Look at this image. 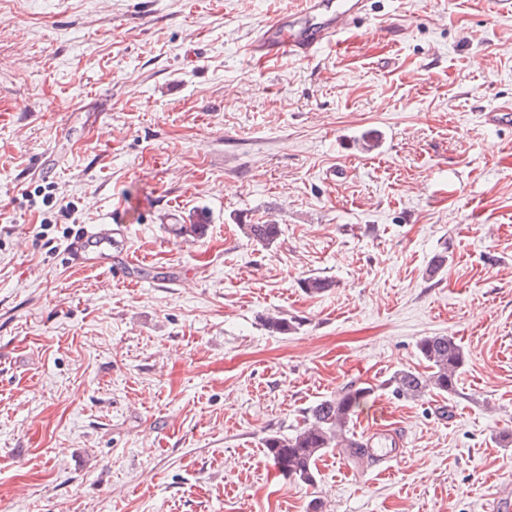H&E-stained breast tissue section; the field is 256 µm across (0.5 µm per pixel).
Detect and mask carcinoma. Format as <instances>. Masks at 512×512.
Segmentation results:
<instances>
[{
    "instance_id": "carcinoma-1",
    "label": "carcinoma",
    "mask_w": 512,
    "mask_h": 512,
    "mask_svg": "<svg viewBox=\"0 0 512 512\" xmlns=\"http://www.w3.org/2000/svg\"><path fill=\"white\" fill-rule=\"evenodd\" d=\"M248 240L268 246L281 234L278 224H244ZM334 287V282L320 276L303 281L310 294H321ZM417 350L426 371L403 369L389 379L396 398L423 397L430 393L452 394L457 391L458 378L466 357L461 345L452 336H426L417 343ZM373 388H346L308 408L302 423L288 435H270L264 440L267 456L281 475L302 483L315 479L316 460L328 448H347L354 460L364 457V448L350 436V423L359 408L370 397Z\"/></svg>"
}]
</instances>
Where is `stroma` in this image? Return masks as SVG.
Masks as SVG:
<instances>
[{"label": "stroma", "mask_w": 512, "mask_h": 512, "mask_svg": "<svg viewBox=\"0 0 512 512\" xmlns=\"http://www.w3.org/2000/svg\"><path fill=\"white\" fill-rule=\"evenodd\" d=\"M301 4L0 0V512L512 495V125L485 120L512 104V13L369 0L312 58L250 53ZM116 209L129 278L71 266L73 231ZM202 216L203 236L172 233ZM246 224L281 234L263 247ZM425 336L463 347L456 393L393 397ZM352 384L373 389L354 437L405 433L391 474L330 448L313 484L282 476L264 439Z\"/></svg>", "instance_id": "1"}]
</instances>
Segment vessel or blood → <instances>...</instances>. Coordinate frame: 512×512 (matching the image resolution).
Listing matches in <instances>:
<instances>
[{"label": "vessel or blood", "mask_w": 512, "mask_h": 512, "mask_svg": "<svg viewBox=\"0 0 512 512\" xmlns=\"http://www.w3.org/2000/svg\"><path fill=\"white\" fill-rule=\"evenodd\" d=\"M366 5L367 0H306L300 15L264 23L251 50L264 57L288 53L311 58L319 47L335 43L344 25L360 17ZM121 231L118 221L84 229L69 245L72 265L104 269L121 278L123 272L113 267L109 252L113 235Z\"/></svg>", "instance_id": "b4317fda"}]
</instances>
